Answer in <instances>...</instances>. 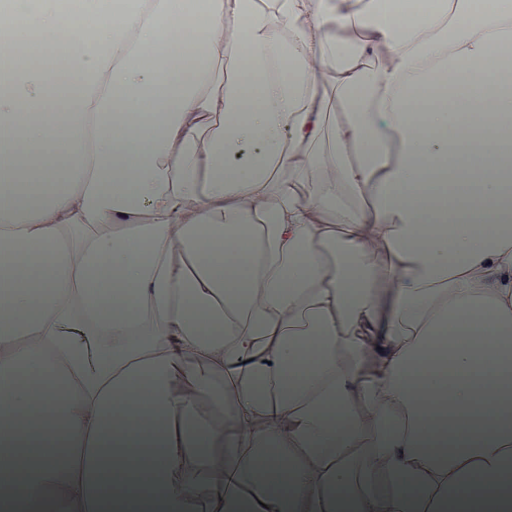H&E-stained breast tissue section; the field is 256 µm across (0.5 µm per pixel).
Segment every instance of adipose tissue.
Segmentation results:
<instances>
[{
  "mask_svg": "<svg viewBox=\"0 0 512 512\" xmlns=\"http://www.w3.org/2000/svg\"><path fill=\"white\" fill-rule=\"evenodd\" d=\"M13 9L0 512H512V0Z\"/></svg>",
  "mask_w": 512,
  "mask_h": 512,
  "instance_id": "obj_1",
  "label": "adipose tissue"
}]
</instances>
